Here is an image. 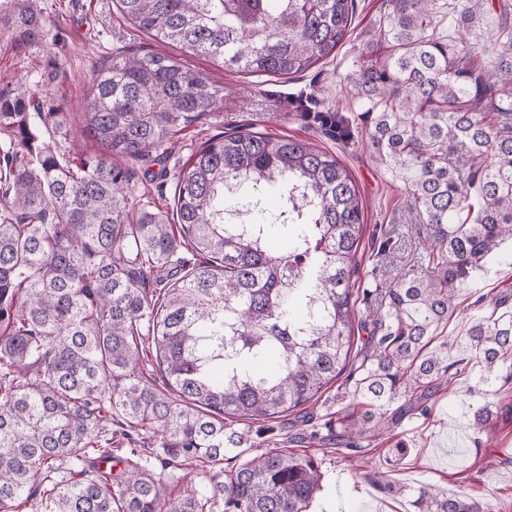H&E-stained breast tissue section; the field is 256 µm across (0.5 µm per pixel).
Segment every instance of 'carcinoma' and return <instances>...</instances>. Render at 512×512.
I'll return each instance as SVG.
<instances>
[{"instance_id":"cac0c4a2","label":"carcinoma","mask_w":512,"mask_h":512,"mask_svg":"<svg viewBox=\"0 0 512 512\" xmlns=\"http://www.w3.org/2000/svg\"><path fill=\"white\" fill-rule=\"evenodd\" d=\"M136 27L228 70L288 78L335 53L354 0H115ZM348 75L374 159L402 183L424 235V274L376 292L372 335L353 361V259L364 227L358 188L335 155L248 128L210 139L175 178L173 227L134 197L120 161L160 150L210 113L219 90L161 53L95 64L84 105L100 153L73 162L47 137L58 113L22 88L0 90V512L48 484V512H309L318 460L269 449L181 497L130 461L118 475L112 425L160 436L162 469L224 468L247 443L230 420L274 422L300 412L340 376L348 404L320 435L356 450L438 392L475 400L489 429L491 398L512 385V311L497 299L467 331L471 360L435 332L463 282L512 239V0H498L499 49L483 64L470 35L489 0H386ZM456 35L444 38V21ZM0 35L45 42L38 0H22ZM336 139L356 126L324 117ZM180 277L146 284L154 269ZM154 346L167 390L139 375ZM402 404L392 407L398 398ZM71 462L60 475L58 461ZM418 512H485L476 500L424 486Z\"/></svg>"}]
</instances>
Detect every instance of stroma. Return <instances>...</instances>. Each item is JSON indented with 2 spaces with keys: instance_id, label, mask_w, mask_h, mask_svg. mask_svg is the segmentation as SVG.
<instances>
[{
  "instance_id": "stroma-1",
  "label": "stroma",
  "mask_w": 512,
  "mask_h": 512,
  "mask_svg": "<svg viewBox=\"0 0 512 512\" xmlns=\"http://www.w3.org/2000/svg\"><path fill=\"white\" fill-rule=\"evenodd\" d=\"M40 7L54 39L44 47L0 48V90L24 86L43 111L65 113L67 124L56 137L61 153L71 158L97 153L93 141L79 131L93 63L118 52L147 53L159 44L131 25L112 0H40ZM384 7V0H355L351 30L335 56L285 80L227 71L204 57L171 49V56L209 79L221 101L209 115L174 136L165 148L164 164L127 162L135 187L134 211L171 215L174 179L190 155L203 142L248 125L273 138L290 136L314 143L336 153L348 168L364 211L356 287H373L378 276L395 281L419 270L422 231L404 209L402 186L375 161L364 137L338 143L328 127L313 118L317 112L354 117L346 76ZM388 236L396 240V250L375 257L374 245ZM493 295L512 300L510 241L462 285L458 310L443 331L455 348H462L472 322L489 314L486 299ZM499 402L501 410L490 431L474 428L468 400L443 392L431 400L429 416L404 419L387 433L378 451L346 457L318 442H295V429L285 420L273 423L261 436L259 448L285 447L321 460L322 486L310 512H416L415 492L428 484L447 495H468L489 512H512V400L503 395ZM400 441L408 455L387 465L386 449ZM359 465L386 470L391 489L354 478Z\"/></svg>"
}]
</instances>
